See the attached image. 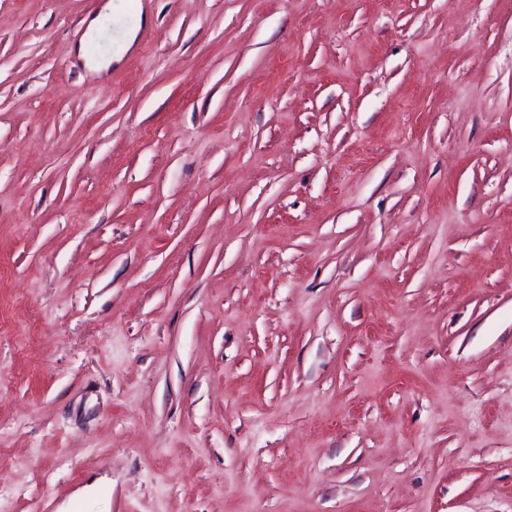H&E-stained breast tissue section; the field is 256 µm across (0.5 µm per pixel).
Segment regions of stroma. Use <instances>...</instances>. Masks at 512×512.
I'll return each mask as SVG.
<instances>
[{
	"label": "stroma",
	"instance_id": "1",
	"mask_svg": "<svg viewBox=\"0 0 512 512\" xmlns=\"http://www.w3.org/2000/svg\"><path fill=\"white\" fill-rule=\"evenodd\" d=\"M106 3L0 0V512H512V0Z\"/></svg>",
	"mask_w": 512,
	"mask_h": 512
}]
</instances>
